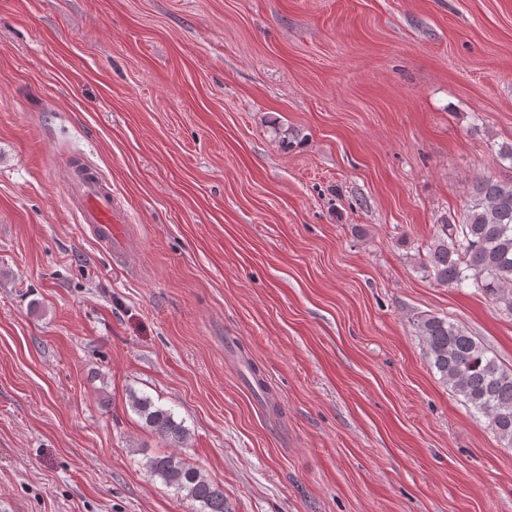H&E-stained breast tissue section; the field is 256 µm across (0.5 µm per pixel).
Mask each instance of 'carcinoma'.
<instances>
[{
	"label": "carcinoma",
	"instance_id": "1",
	"mask_svg": "<svg viewBox=\"0 0 512 512\" xmlns=\"http://www.w3.org/2000/svg\"><path fill=\"white\" fill-rule=\"evenodd\" d=\"M419 269L453 288H472L512 315V181L477 179L467 193L461 223L447 219L428 246ZM416 330L426 345L433 368L450 390L488 419L505 446L512 447V368L462 326L446 318L424 316ZM133 411L145 426L175 444L189 438L174 413L157 406L151 397L129 395ZM146 467L178 494L201 503L203 512H227L224 490L171 453L147 459Z\"/></svg>",
	"mask_w": 512,
	"mask_h": 512
}]
</instances>
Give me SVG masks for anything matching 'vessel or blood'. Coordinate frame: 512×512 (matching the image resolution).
Segmentation results:
<instances>
[{
    "label": "vessel or blood",
    "instance_id": "b4317fda",
    "mask_svg": "<svg viewBox=\"0 0 512 512\" xmlns=\"http://www.w3.org/2000/svg\"><path fill=\"white\" fill-rule=\"evenodd\" d=\"M67 190L78 200L81 221L89 225L98 243L115 257L125 258L132 245L125 226L132 218L120 200L92 174H69Z\"/></svg>",
    "mask_w": 512,
    "mask_h": 512
}]
</instances>
